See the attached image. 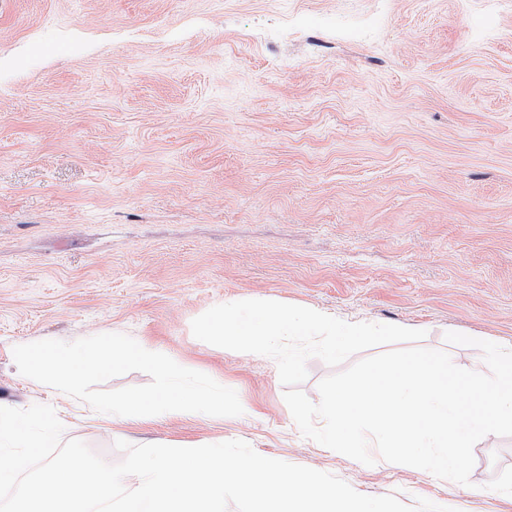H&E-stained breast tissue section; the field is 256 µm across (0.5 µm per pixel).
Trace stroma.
Returning <instances> with one entry per match:
<instances>
[{"instance_id":"1","label":"stroma","mask_w":512,"mask_h":512,"mask_svg":"<svg viewBox=\"0 0 512 512\" xmlns=\"http://www.w3.org/2000/svg\"><path fill=\"white\" fill-rule=\"evenodd\" d=\"M312 22L293 29L294 18ZM512 344V4L0 0V404L64 439L242 440L356 491L512 512V437L470 486L302 436L276 362L209 345L224 299ZM123 333L237 391V417L110 420L14 346Z\"/></svg>"}]
</instances>
